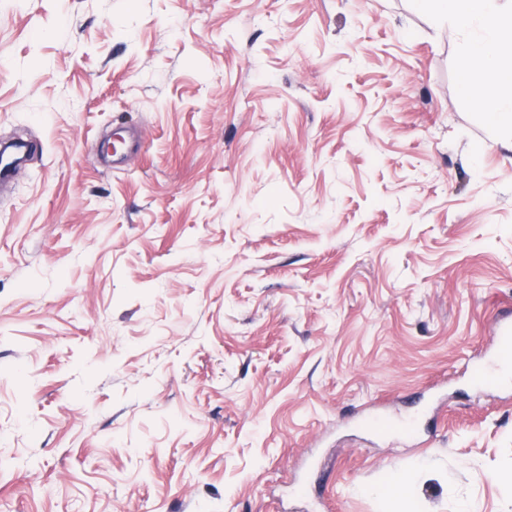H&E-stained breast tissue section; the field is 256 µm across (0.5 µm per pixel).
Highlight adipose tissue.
I'll use <instances>...</instances> for the list:
<instances>
[{
	"instance_id": "1",
	"label": "adipose tissue",
	"mask_w": 512,
	"mask_h": 512,
	"mask_svg": "<svg viewBox=\"0 0 512 512\" xmlns=\"http://www.w3.org/2000/svg\"><path fill=\"white\" fill-rule=\"evenodd\" d=\"M435 7L460 33L464 96L480 104L495 127L511 132L512 0H435Z\"/></svg>"
}]
</instances>
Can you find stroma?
<instances>
[{"mask_svg":"<svg viewBox=\"0 0 512 512\" xmlns=\"http://www.w3.org/2000/svg\"><path fill=\"white\" fill-rule=\"evenodd\" d=\"M421 0H0V512H512V135ZM139 144L118 165L113 128ZM496 336L498 340V346L495 350L494 356L487 361L485 365H483L478 370V376L476 380V384L481 387L484 383L480 380V376L488 372L490 373L498 386H512V362H505L503 360V356L507 353H510L512 350V314H506V317L502 318L496 328ZM503 370L510 371V377L505 378L502 375Z\"/></svg>","mask_w":512,"mask_h":512,"instance_id":"1","label":"stroma"}]
</instances>
